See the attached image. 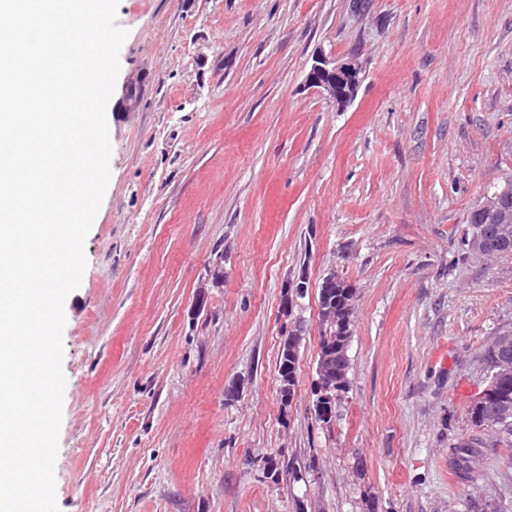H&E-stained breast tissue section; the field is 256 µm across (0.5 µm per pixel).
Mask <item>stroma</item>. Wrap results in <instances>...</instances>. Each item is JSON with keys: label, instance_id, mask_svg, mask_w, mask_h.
Segmentation results:
<instances>
[{"label": "stroma", "instance_id": "obj_1", "mask_svg": "<svg viewBox=\"0 0 512 512\" xmlns=\"http://www.w3.org/2000/svg\"><path fill=\"white\" fill-rule=\"evenodd\" d=\"M117 23L110 180L64 304L59 512H512V454L467 415L512 329V255L463 242L512 179V0H119ZM321 53L363 69L344 110L306 83ZM332 271L356 301L324 424ZM271 455L306 479L266 478ZM475 441H477V439L471 438L453 444L455 469L459 475H466L473 471L472 465L478 454L475 449L478 442Z\"/></svg>", "mask_w": 512, "mask_h": 512}]
</instances>
